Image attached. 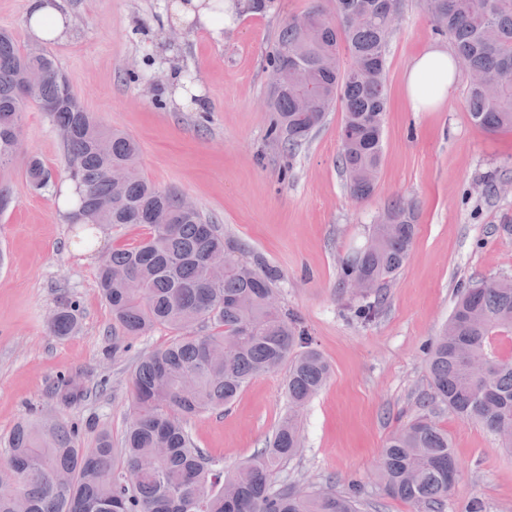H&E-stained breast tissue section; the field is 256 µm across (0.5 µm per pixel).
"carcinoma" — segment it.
<instances>
[{"label":"carcinoma","instance_id":"cac0c4a2","mask_svg":"<svg viewBox=\"0 0 512 512\" xmlns=\"http://www.w3.org/2000/svg\"><path fill=\"white\" fill-rule=\"evenodd\" d=\"M421 2L455 58L487 79L467 84L473 124L492 133L512 131V0ZM388 3L402 9V0H333L329 10L314 4L299 17L303 24L290 19L281 25L268 58L285 75L283 86L269 92L270 136L291 151L341 104L338 163L357 201L374 192L382 161ZM31 69L42 70L43 78L19 96L16 89ZM60 76L50 55L23 51L12 34L0 32V169L14 158L12 128L28 104L52 105L69 176L80 190L69 217L95 227L148 229L138 245L112 249L98 269L102 297L122 330L112 337V352L158 325L175 336L137 361L134 412L120 455L105 431L96 447H79L78 427L62 421L21 423L0 441L9 455L0 470V512H358L363 485L357 480L345 492L274 488L280 465L301 448V411L331 373L299 317L268 308L277 271L240 258L239 243L201 212L181 213L177 194L143 177L138 143L92 113L74 110ZM310 84L323 95L305 111L299 93ZM27 176L40 187L49 181L37 159ZM385 211L389 222L373 225L370 246L342 265L340 288L355 276L371 285L374 301L355 309L364 324L378 316L388 279L407 261L414 238L411 203L396 197ZM77 326L72 305L60 304L51 332L70 336ZM504 338L512 340V280L471 281L431 342L427 367L432 403L481 424L512 451V352L500 349ZM283 366L288 415L247 465L224 471L193 445L187 420L224 409L251 380ZM458 472L448 432L424 412L390 436L378 479L390 497L445 512Z\"/></svg>","mask_w":512,"mask_h":512}]
</instances>
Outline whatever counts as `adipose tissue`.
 Masks as SVG:
<instances>
[{"label": "adipose tissue", "mask_w": 512, "mask_h": 512, "mask_svg": "<svg viewBox=\"0 0 512 512\" xmlns=\"http://www.w3.org/2000/svg\"><path fill=\"white\" fill-rule=\"evenodd\" d=\"M214 0H170L165 23L177 27L204 28L213 36L224 29L214 10ZM30 34L42 42L61 39L71 25L70 15L60 0H28L25 14ZM459 77L454 55L449 49L431 45L414 57L405 73V94L414 112H431L453 93Z\"/></svg>", "instance_id": "1"}]
</instances>
